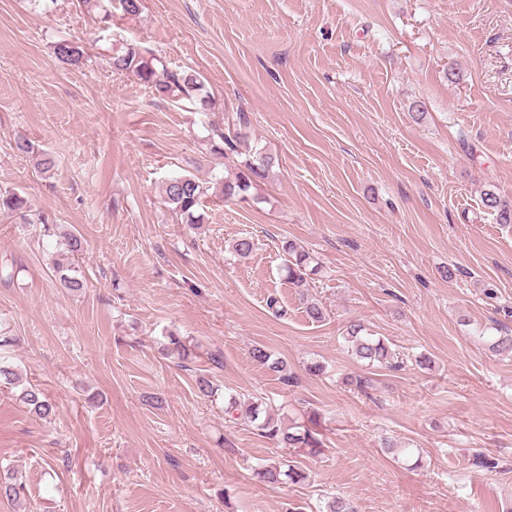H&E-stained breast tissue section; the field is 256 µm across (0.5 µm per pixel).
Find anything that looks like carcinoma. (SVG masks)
<instances>
[{
    "instance_id": "carcinoma-1",
    "label": "carcinoma",
    "mask_w": 512,
    "mask_h": 512,
    "mask_svg": "<svg viewBox=\"0 0 512 512\" xmlns=\"http://www.w3.org/2000/svg\"><path fill=\"white\" fill-rule=\"evenodd\" d=\"M53 53L68 67L82 68L89 62L82 46L67 38H62L54 44ZM107 63L113 71L132 77L155 95L175 102L186 100L201 112L210 110L209 95L204 93V81L196 72L170 69L162 60L147 55V52L132 44L112 51ZM244 126L245 118L238 117V127L232 131L218 133L217 139L211 141V152L225 159L228 158V153H236V142L247 139V134L242 132ZM14 149L21 155L36 154V165L41 173L47 174L52 171V158L45 152L35 153L30 141L17 138L14 141ZM274 166L275 157L272 154L262 151L248 153L243 160L235 163L234 172L230 177H214L208 182L189 173L165 179L160 185L161 197L175 214L185 220V223L202 224L205 222L203 202L208 198L210 190L220 192L226 201L244 199L250 189L269 179ZM483 203L497 214L500 223H512L511 203L502 200L491 190L484 191ZM26 205V199L19 193L0 192V211L12 213L24 209ZM281 250L285 257V279L299 289L300 296L305 301L307 317L313 322L323 321L326 318V309L318 301L308 298V294L305 293L311 276L318 273V265L314 264V258L290 239L281 241ZM344 339L350 344L357 358L372 364L393 366L396 353L392 352L383 339L367 335L360 323L352 322L347 325ZM198 348L199 344L174 333L165 336V340L160 343V353L164 357L174 358L182 363L197 358ZM250 355L256 363L282 374L284 383H290L287 365L272 357L264 346H254ZM19 401L30 414L41 420L48 418L54 411V405L40 389L33 386L23 388L19 394ZM259 408L260 404L250 400L243 401L237 395L224 398V411L227 413L241 411L245 413V417L256 420L259 417ZM257 430L262 436L275 441L281 448H299L310 456H318L323 451L322 439L308 426L294 423L285 426L281 421L268 416L257 425ZM253 476L260 482L272 484L284 478L293 484H302L309 478V474L302 467L284 459L260 465L253 469ZM23 494L24 485L18 481L15 471L8 469L0 474V500L17 502Z\"/></svg>"
}]
</instances>
